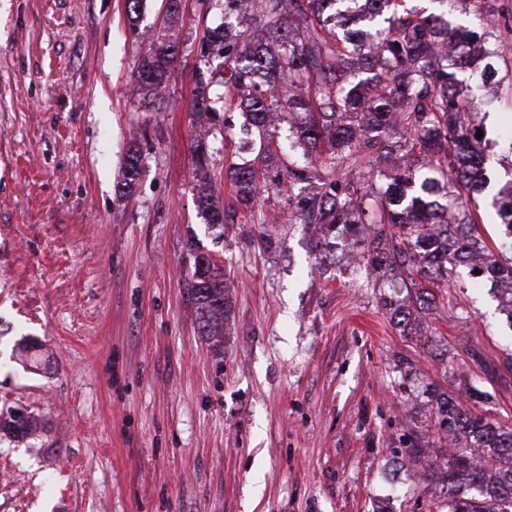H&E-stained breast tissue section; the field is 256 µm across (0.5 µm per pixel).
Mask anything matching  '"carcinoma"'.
Segmentation results:
<instances>
[{"label":"carcinoma","instance_id":"cac0c4a2","mask_svg":"<svg viewBox=\"0 0 512 512\" xmlns=\"http://www.w3.org/2000/svg\"><path fill=\"white\" fill-rule=\"evenodd\" d=\"M228 22L206 29L204 40L218 60L211 78L197 79L191 110L213 118L221 112L244 117V158L233 149L224 164L234 197L246 206L270 186L287 194L295 184L364 163L393 186L381 198L364 184L334 181L317 195L298 201L317 224H373L374 240L389 224L399 238L392 252L372 248V262L408 264L438 285L471 266L492 281L512 283V261L504 266L485 257L479 216L451 200L456 186L471 194L491 190L489 206L512 243V173L490 188L479 128L466 122L474 102L493 107L496 95L479 94L502 82L493 60L512 57V44L498 32L460 34L448 20L458 0H431L439 9H406L407 0H214ZM178 44L161 35L139 61L140 89L157 91L171 76ZM361 73L368 74L364 79ZM223 84L220 102L210 96L211 80ZM289 125L288 150L305 158L293 162L271 184L268 168L279 164L274 131ZM416 156V168H396ZM140 172L138 152L127 156L118 192L131 193ZM197 203L211 224L235 221L212 179H204ZM192 287L196 316L207 336H219L224 321V280L209 256L195 257ZM448 433V512H512V428L452 397L437 406ZM30 416L15 412L0 429L26 433ZM486 454L474 463L471 450Z\"/></svg>","mask_w":512,"mask_h":512}]
</instances>
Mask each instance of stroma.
Segmentation results:
<instances>
[{
    "label": "stroma",
    "mask_w": 512,
    "mask_h": 512,
    "mask_svg": "<svg viewBox=\"0 0 512 512\" xmlns=\"http://www.w3.org/2000/svg\"><path fill=\"white\" fill-rule=\"evenodd\" d=\"M208 0L167 18L145 0H0V512H431L448 436L440 396L487 394L512 427V327L489 281L459 268L421 322L390 303L407 274H362L370 236L327 234L280 194L255 215L208 223L194 148L225 203L224 140L191 112L209 69ZM180 53L161 108L135 86L150 35ZM495 177L512 169V112L477 107ZM140 176L119 196L126 157ZM224 271V337L202 336L194 257ZM451 355H444V348ZM426 457L406 463L411 444Z\"/></svg>",
    "instance_id": "stroma-1"
}]
</instances>
